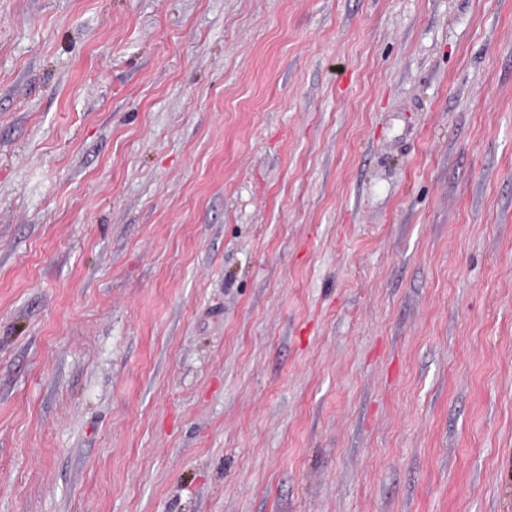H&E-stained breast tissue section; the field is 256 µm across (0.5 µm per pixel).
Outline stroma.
Listing matches in <instances>:
<instances>
[{"mask_svg":"<svg viewBox=\"0 0 512 512\" xmlns=\"http://www.w3.org/2000/svg\"><path fill=\"white\" fill-rule=\"evenodd\" d=\"M0 512H512V0H0Z\"/></svg>","mask_w":512,"mask_h":512,"instance_id":"1","label":"stroma"}]
</instances>
